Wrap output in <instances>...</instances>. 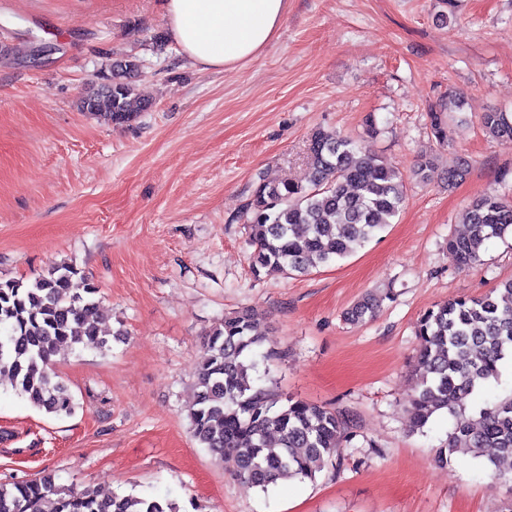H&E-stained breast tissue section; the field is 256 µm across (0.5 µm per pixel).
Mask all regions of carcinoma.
<instances>
[{
	"label": "carcinoma",
	"instance_id": "cac0c4a2",
	"mask_svg": "<svg viewBox=\"0 0 512 512\" xmlns=\"http://www.w3.org/2000/svg\"><path fill=\"white\" fill-rule=\"evenodd\" d=\"M138 65L112 63V78L79 98L80 108L115 127H124L150 104L136 93ZM481 126L512 143V113L482 114ZM309 184L292 181L257 185L242 206L255 245V275H305L344 259L376 238L403 208L402 173L349 136L318 129L308 144ZM467 232L448 239L457 262L481 261L486 242L512 235V196L475 198L465 215ZM98 287L73 265H59L31 282L0 281V381L32 405L55 415H70L68 388L54 380L52 358L58 346L87 342L106 345L100 327L107 311ZM379 300L367 295L347 320L372 319ZM414 361L415 393L409 416L420 429L444 411L454 418L448 442L435 461L447 465L459 454L489 458L494 466L512 459V396L497 399L479 417L462 413L463 396L499 375L512 357V279L479 297L435 305L419 320ZM266 330L242 309L224 316L204 338L205 357L197 369L196 392L188 417L192 437L233 476L265 491L278 482L311 480L347 440L346 420L335 410L303 400L279 404L270 368L259 371L257 358L271 362L263 349ZM0 512H177L166 499L137 494L103 498L91 488L65 487L52 474L0 483Z\"/></svg>",
	"mask_w": 512,
	"mask_h": 512
}]
</instances>
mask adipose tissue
Listing matches in <instances>:
<instances>
[{
  "label": "adipose tissue",
  "instance_id": "obj_1",
  "mask_svg": "<svg viewBox=\"0 0 512 512\" xmlns=\"http://www.w3.org/2000/svg\"><path fill=\"white\" fill-rule=\"evenodd\" d=\"M169 37L191 62L224 72L273 41L288 0H163Z\"/></svg>",
  "mask_w": 512,
  "mask_h": 512
}]
</instances>
